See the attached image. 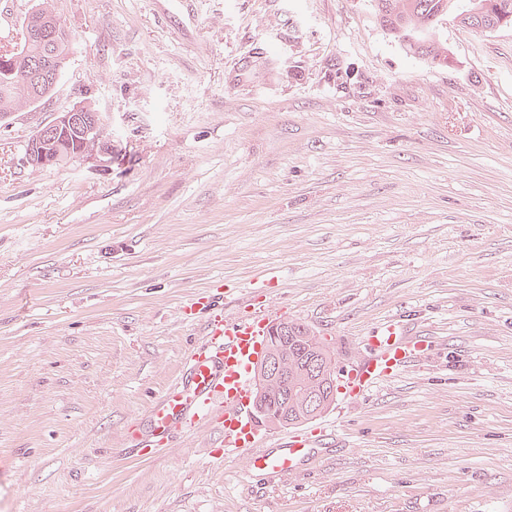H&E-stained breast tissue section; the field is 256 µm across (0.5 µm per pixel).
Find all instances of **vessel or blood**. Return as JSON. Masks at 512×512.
Wrapping results in <instances>:
<instances>
[{"label": "vessel or blood", "instance_id": "vessel-or-blood-1", "mask_svg": "<svg viewBox=\"0 0 512 512\" xmlns=\"http://www.w3.org/2000/svg\"><path fill=\"white\" fill-rule=\"evenodd\" d=\"M215 306L214 296L202 294L184 308L183 316L188 320L194 318L197 309H211L204 338L189 351L185 371L159 394L150 410L149 430L132 436L131 451L142 458L155 457L175 433L207 423L220 434L219 455L245 452L252 472L288 478L310 459L318 434L299 433L271 448L252 418L248 373L263 351L275 311L258 305L246 315L227 317ZM366 342L364 360L342 373V386L352 396L364 395L377 381L398 375L428 349L427 343L410 335L397 318L375 327Z\"/></svg>", "mask_w": 512, "mask_h": 512}]
</instances>
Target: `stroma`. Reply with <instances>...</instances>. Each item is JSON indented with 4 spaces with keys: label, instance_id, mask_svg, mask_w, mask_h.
Here are the masks:
<instances>
[{
    "label": "stroma",
    "instance_id": "stroma-1",
    "mask_svg": "<svg viewBox=\"0 0 512 512\" xmlns=\"http://www.w3.org/2000/svg\"><path fill=\"white\" fill-rule=\"evenodd\" d=\"M37 4L73 45L0 121V512H512V28L444 16L447 67L374 0H0V47ZM79 102L111 168L23 165ZM254 283L338 367L390 317L431 348L284 482L208 424L131 456L209 319L184 306Z\"/></svg>",
    "mask_w": 512,
    "mask_h": 512
}]
</instances>
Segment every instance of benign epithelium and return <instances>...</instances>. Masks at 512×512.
<instances>
[{
	"mask_svg": "<svg viewBox=\"0 0 512 512\" xmlns=\"http://www.w3.org/2000/svg\"><path fill=\"white\" fill-rule=\"evenodd\" d=\"M70 33L60 26L55 14L43 8L29 16L24 30L25 41L50 42L68 39ZM61 63L47 53L37 68L23 69L25 83L22 104L34 105L41 100L39 88L46 82L57 84ZM82 138V148L74 156L77 161H92L100 167L112 166L114 142L106 132L101 113L84 103L56 113L52 121L38 127L30 140L22 162L33 167H48L58 156L47 150L55 140L70 133ZM273 341L256 363L253 412L256 421L272 428H287L307 422L326 413L336 401L338 370L320 336L312 328L298 322L282 321L271 326ZM277 400L271 413L266 404Z\"/></svg>",
	"mask_w": 512,
	"mask_h": 512,
	"instance_id": "benign-epithelium-1",
	"label": "benign epithelium"
}]
</instances>
